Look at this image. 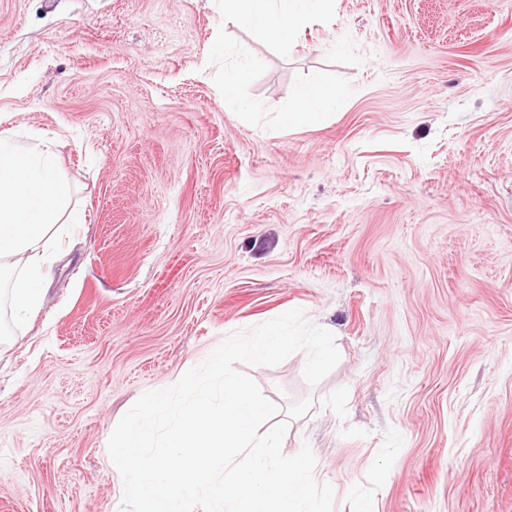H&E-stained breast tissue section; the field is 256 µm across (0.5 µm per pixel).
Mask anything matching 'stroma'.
I'll list each match as a JSON object with an SVG mask.
<instances>
[{
	"instance_id": "obj_1",
	"label": "stroma",
	"mask_w": 512,
	"mask_h": 512,
	"mask_svg": "<svg viewBox=\"0 0 512 512\" xmlns=\"http://www.w3.org/2000/svg\"><path fill=\"white\" fill-rule=\"evenodd\" d=\"M0 132L88 216L27 321L0 300V512H122L134 402L294 308L339 363L248 373L347 388L282 442L333 512H512V0H333L285 45L224 0H0ZM336 96V91L322 83L302 88L297 92V106L293 111L282 112L283 122L313 124L319 122L327 112L323 105Z\"/></svg>"
}]
</instances>
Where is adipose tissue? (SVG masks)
<instances>
[{
    "mask_svg": "<svg viewBox=\"0 0 512 512\" xmlns=\"http://www.w3.org/2000/svg\"><path fill=\"white\" fill-rule=\"evenodd\" d=\"M331 0H224V19L260 29L288 42L295 29L328 13ZM336 95L318 83L300 89L286 122L313 124ZM70 198V186L50 148L23 144L0 133V269L16 318L43 301L47 265L72 227L84 223Z\"/></svg>",
    "mask_w": 512,
    "mask_h": 512,
    "instance_id": "ef3b65f1",
    "label": "adipose tissue"
}]
</instances>
